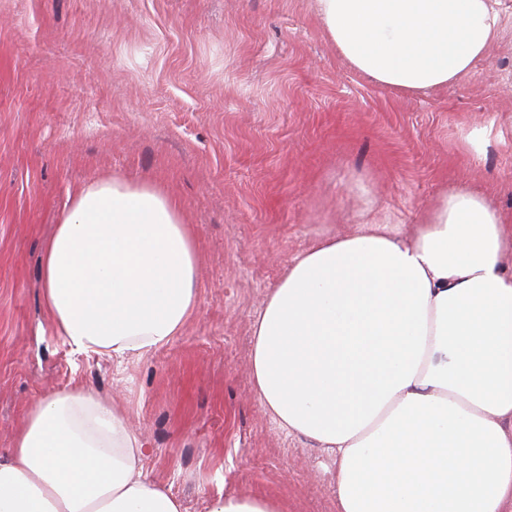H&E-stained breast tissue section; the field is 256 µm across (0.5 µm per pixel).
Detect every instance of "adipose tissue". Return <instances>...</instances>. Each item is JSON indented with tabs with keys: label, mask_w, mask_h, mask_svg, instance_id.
I'll use <instances>...</instances> for the list:
<instances>
[{
	"label": "adipose tissue",
	"mask_w": 512,
	"mask_h": 512,
	"mask_svg": "<svg viewBox=\"0 0 512 512\" xmlns=\"http://www.w3.org/2000/svg\"><path fill=\"white\" fill-rule=\"evenodd\" d=\"M337 51L378 85L425 92L469 74L497 0H316ZM512 234L452 186L410 236L386 223L297 254L253 325L255 393L335 459L336 512H512ZM198 246L150 180L104 177L62 212L41 298L76 354L142 355L197 308ZM112 401L74 387L30 405L0 454V512H182L151 481Z\"/></svg>",
	"instance_id": "obj_1"
}]
</instances>
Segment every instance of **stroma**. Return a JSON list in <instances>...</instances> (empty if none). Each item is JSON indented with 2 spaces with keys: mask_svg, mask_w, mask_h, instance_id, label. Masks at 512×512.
<instances>
[{
  "mask_svg": "<svg viewBox=\"0 0 512 512\" xmlns=\"http://www.w3.org/2000/svg\"><path fill=\"white\" fill-rule=\"evenodd\" d=\"M500 8L470 75L398 93L349 66L315 0H0V453L27 404L84 387L121 406L183 512L224 495L336 512L333 458L258 402L252 324L312 243L414 223L448 185L488 194L512 233V0ZM103 175L152 179L199 245L196 314L120 368L73 354L41 299V245Z\"/></svg>",
  "mask_w": 512,
  "mask_h": 512,
  "instance_id": "1",
  "label": "stroma"
}]
</instances>
